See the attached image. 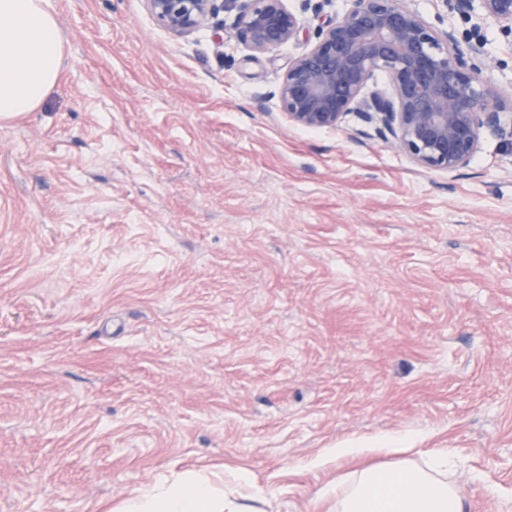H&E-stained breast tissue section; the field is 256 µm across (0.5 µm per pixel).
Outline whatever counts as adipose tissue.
I'll use <instances>...</instances> for the list:
<instances>
[{
  "label": "adipose tissue",
  "instance_id": "ef3b65f1",
  "mask_svg": "<svg viewBox=\"0 0 512 512\" xmlns=\"http://www.w3.org/2000/svg\"><path fill=\"white\" fill-rule=\"evenodd\" d=\"M63 40L45 0H0V118L36 111L62 77ZM450 449L438 448L421 460L400 458L370 463L327 487L330 512H468L466 500L448 475ZM232 478L240 487L242 470L206 475L188 473L167 486L139 490L112 512H261L256 495L226 499L222 485Z\"/></svg>",
  "mask_w": 512,
  "mask_h": 512
}]
</instances>
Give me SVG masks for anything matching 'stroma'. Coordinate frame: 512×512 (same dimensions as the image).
<instances>
[{"label":"stroma","instance_id":"stroma-1","mask_svg":"<svg viewBox=\"0 0 512 512\" xmlns=\"http://www.w3.org/2000/svg\"><path fill=\"white\" fill-rule=\"evenodd\" d=\"M512 94V35L442 0ZM63 77L0 120V512H101L184 471L247 472L263 512H326L330 448H447L469 512H512V144L418 166L277 86L346 0L176 38L146 0H47Z\"/></svg>","mask_w":512,"mask_h":512}]
</instances>
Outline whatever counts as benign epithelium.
Wrapping results in <instances>:
<instances>
[{
    "label": "benign epithelium",
    "instance_id": "7a95c632",
    "mask_svg": "<svg viewBox=\"0 0 512 512\" xmlns=\"http://www.w3.org/2000/svg\"><path fill=\"white\" fill-rule=\"evenodd\" d=\"M172 35L206 26L218 12L237 11V36L265 54L300 34L285 0H146ZM349 7L320 28L278 86L280 107L294 124L336 129L350 115L379 123L384 141L419 166L453 172L466 166L483 134L512 139V110L480 78L483 45L468 49L452 29L436 30L407 0H348ZM463 16L480 13L512 34V0H454ZM378 72L389 84L374 83Z\"/></svg>",
    "mask_w": 512,
    "mask_h": 512
}]
</instances>
